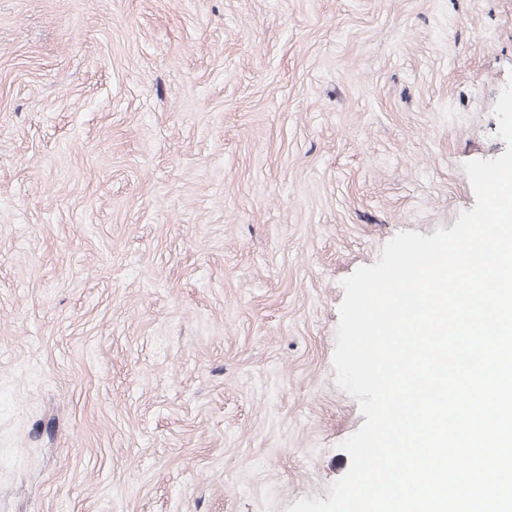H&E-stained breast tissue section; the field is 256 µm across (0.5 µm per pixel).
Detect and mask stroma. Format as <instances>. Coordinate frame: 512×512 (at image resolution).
<instances>
[{
    "mask_svg": "<svg viewBox=\"0 0 512 512\" xmlns=\"http://www.w3.org/2000/svg\"><path fill=\"white\" fill-rule=\"evenodd\" d=\"M511 72L512 0H0V512L327 499L342 282Z\"/></svg>",
    "mask_w": 512,
    "mask_h": 512,
    "instance_id": "stroma-1",
    "label": "stroma"
}]
</instances>
